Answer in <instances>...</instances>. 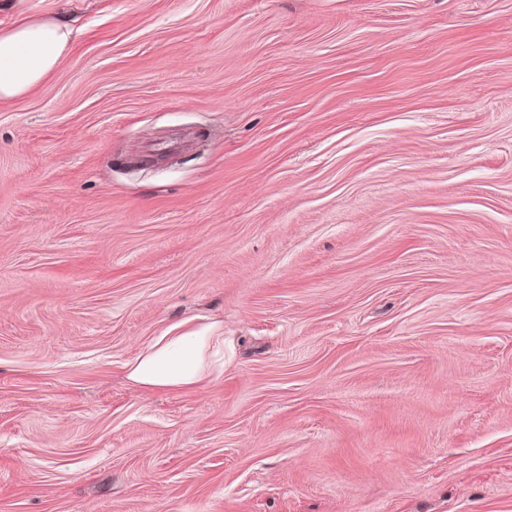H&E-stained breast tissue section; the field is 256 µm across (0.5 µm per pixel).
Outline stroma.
Segmentation results:
<instances>
[{
    "instance_id": "stroma-1",
    "label": "stroma",
    "mask_w": 512,
    "mask_h": 512,
    "mask_svg": "<svg viewBox=\"0 0 512 512\" xmlns=\"http://www.w3.org/2000/svg\"><path fill=\"white\" fill-rule=\"evenodd\" d=\"M27 4L0 512H512V0ZM195 315L223 375L132 385ZM17 20L0 32V101L27 95L65 58L73 42L67 22L31 16L26 0L14 5Z\"/></svg>"
}]
</instances>
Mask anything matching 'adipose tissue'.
<instances>
[{
    "label": "adipose tissue",
    "mask_w": 512,
    "mask_h": 512,
    "mask_svg": "<svg viewBox=\"0 0 512 512\" xmlns=\"http://www.w3.org/2000/svg\"><path fill=\"white\" fill-rule=\"evenodd\" d=\"M17 19L0 31V101L30 93L65 58L73 42L67 22L31 16L16 0ZM128 380L144 389L181 390L224 372V328L192 317L168 325L125 365Z\"/></svg>",
    "instance_id": "ef3b65f1"
}]
</instances>
